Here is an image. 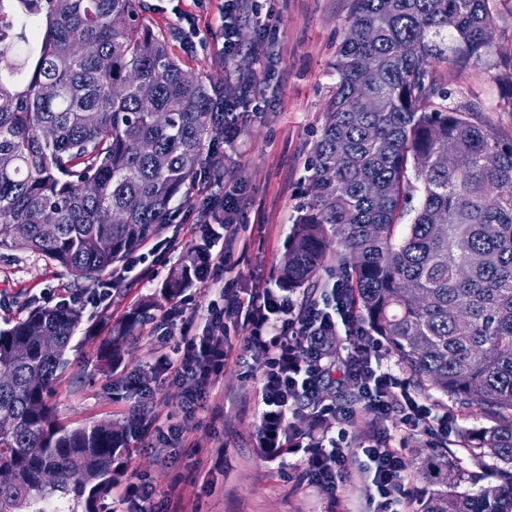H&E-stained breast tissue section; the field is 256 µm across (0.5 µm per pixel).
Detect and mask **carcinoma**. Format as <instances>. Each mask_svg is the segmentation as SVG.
Wrapping results in <instances>:
<instances>
[{
  "label": "carcinoma",
  "instance_id": "cac0c4a2",
  "mask_svg": "<svg viewBox=\"0 0 512 512\" xmlns=\"http://www.w3.org/2000/svg\"><path fill=\"white\" fill-rule=\"evenodd\" d=\"M355 2L278 282L315 288L331 260L339 298L414 387L491 422L461 442L479 468L493 461L497 484L478 487L444 449L417 471L429 487L414 512H512V135L470 101L448 104L434 69L494 71L512 112V42L487 41L494 0ZM143 12V0H0V251L38 254L83 291L173 223L200 177L224 173L216 107L232 94L185 70ZM206 250L185 253L161 298L198 280ZM148 308L112 326L102 360ZM81 320L78 304L34 305L0 330V512H100L115 453L144 430L140 417L58 425L48 396Z\"/></svg>",
  "mask_w": 512,
  "mask_h": 512
}]
</instances>
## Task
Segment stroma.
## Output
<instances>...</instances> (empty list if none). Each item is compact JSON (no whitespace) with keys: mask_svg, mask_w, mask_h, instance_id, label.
Here are the masks:
<instances>
[{"mask_svg":"<svg viewBox=\"0 0 512 512\" xmlns=\"http://www.w3.org/2000/svg\"><path fill=\"white\" fill-rule=\"evenodd\" d=\"M145 21L168 37L185 68L225 86L242 90L246 106L237 148L225 166V190L244 193L240 237L247 248L230 254L234 289L248 297L260 283L274 285L277 267L287 248L291 228L305 202L306 160L316 133L325 121V104L336 84V51L346 31L355 0H253V17L243 18L238 49L224 58L220 11L224 0H144ZM274 37L255 55L260 24ZM435 71L452 100L480 103L482 120L492 131L512 134V114L498 107L500 86L493 72L459 68L443 61ZM177 218L162 232V240H178V251L165 259L126 270L120 285L104 274L102 287L111 291L99 306H87L67 353L70 365L54 383L49 402L60 425L72 429L100 423L123 424L132 414L148 412L146 433L130 443L127 480L142 481L163 492L178 486L195 512H373L362 475L366 462L359 444L367 424L356 417L347 427L350 450L345 476L334 495L299 482L296 457L284 465L264 461L258 445L261 350L248 347L246 334L234 317H226L225 341L232 347L218 392L204 409L187 415L185 384L154 370L149 352L156 342L148 323L124 340L111 366L97 360L99 345L113 322L133 309L149 305L161 317L166 304L159 287L184 250L209 238L221 245L218 222L198 229L202 200L175 202ZM74 278L44 257L27 251L0 256V328L26 317L30 303L44 292H73ZM142 382L151 399L125 386V379ZM189 428L193 446L170 448L168 428Z\"/></svg>","mask_w":512,"mask_h":512,"instance_id":"stroma-1","label":"stroma"}]
</instances>
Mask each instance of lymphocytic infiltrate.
Listing matches in <instances>:
<instances>
[{
    "label": "lymphocytic infiltrate",
    "mask_w": 512,
    "mask_h": 512,
    "mask_svg": "<svg viewBox=\"0 0 512 512\" xmlns=\"http://www.w3.org/2000/svg\"><path fill=\"white\" fill-rule=\"evenodd\" d=\"M241 202L235 193L206 196L207 208L224 214V245L205 254L200 282L217 292L220 302L202 317L185 306L174 314L163 313L162 322L179 321L188 337L174 346L166 332H159L151 352L154 367L188 381L194 395L216 391L228 357L224 318L236 316L246 330L248 345L266 355L260 417L268 461L298 456L304 480L330 491L344 470L346 452L340 440L325 433L297 431L286 441L282 433L288 430L289 413L302 402L315 403L319 396L324 374L312 363L311 356L322 347L324 320H340L346 332L361 337L344 359L346 382L355 392L357 405L337 410L317 406L315 418L321 423L331 415L342 423L360 409L370 416L373 425L362 452L367 458L365 475L371 496L378 512H398L406 498L409 472L404 448L393 446V436L382 429V422L393 421L396 434L407 438L447 431V417L433 415L425 402L409 392L405 379L385 366L387 353L382 343L363 337L354 313L339 301L336 292L315 297L294 291L278 294L262 287L245 299L233 293V268L226 248L239 239ZM134 501L140 503L143 512H185L182 498L173 488L158 498L148 486L133 484L126 488L119 503L126 506Z\"/></svg>",
    "instance_id": "1"
}]
</instances>
